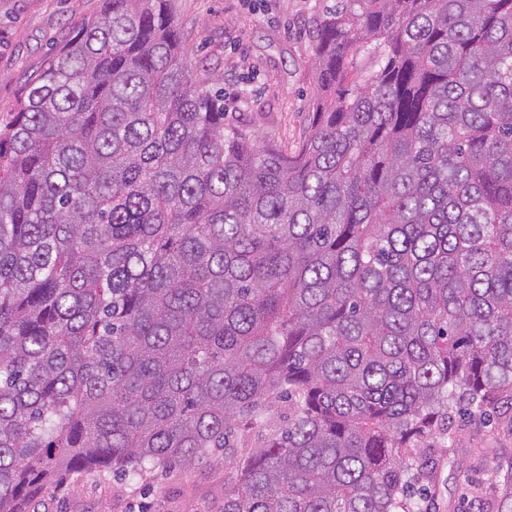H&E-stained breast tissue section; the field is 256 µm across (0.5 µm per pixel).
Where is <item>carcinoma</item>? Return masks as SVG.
I'll use <instances>...</instances> for the list:
<instances>
[{"instance_id":"cac0c4a2","label":"carcinoma","mask_w":512,"mask_h":512,"mask_svg":"<svg viewBox=\"0 0 512 512\" xmlns=\"http://www.w3.org/2000/svg\"><path fill=\"white\" fill-rule=\"evenodd\" d=\"M167 2L102 0L0 129V512L218 454L220 512H415L462 417L512 512V0H336L291 152Z\"/></svg>"}]
</instances>
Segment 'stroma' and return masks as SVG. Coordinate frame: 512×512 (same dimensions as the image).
<instances>
[{"label":"stroma","mask_w":512,"mask_h":512,"mask_svg":"<svg viewBox=\"0 0 512 512\" xmlns=\"http://www.w3.org/2000/svg\"><path fill=\"white\" fill-rule=\"evenodd\" d=\"M331 0H170L190 49L194 73L223 89L224 104L252 138L292 150L310 122L316 82L309 65L314 20ZM100 0H0V126L5 125L48 60L95 15ZM452 470L438 457V477L426 512L470 507L469 482L487 481L470 453ZM224 465L206 462L185 472L146 471L125 482L87 474L50 487L38 512H219Z\"/></svg>","instance_id":"stroma-1"}]
</instances>
